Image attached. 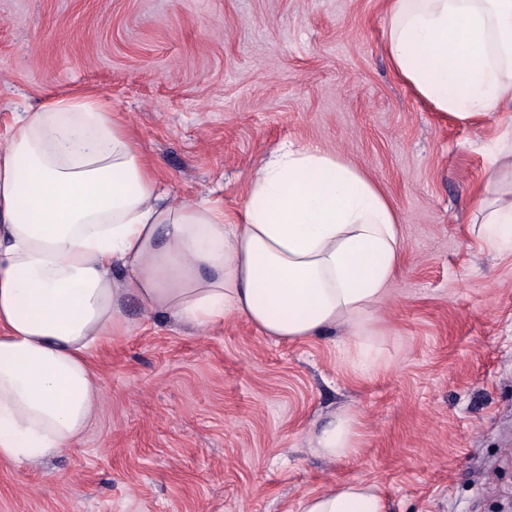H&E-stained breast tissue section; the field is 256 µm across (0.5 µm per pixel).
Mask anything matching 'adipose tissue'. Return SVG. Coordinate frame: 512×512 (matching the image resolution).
Masks as SVG:
<instances>
[{"mask_svg": "<svg viewBox=\"0 0 512 512\" xmlns=\"http://www.w3.org/2000/svg\"><path fill=\"white\" fill-rule=\"evenodd\" d=\"M393 70L461 122L512 112V0H389ZM474 231L512 251V138L492 151ZM401 254L396 213L361 169L283 144L254 174L238 217L207 198L175 203L110 102L63 96L20 112L0 149V461L34 464L89 428L100 388L89 362L125 335L138 299L177 324L246 319L282 341L345 326L353 369L382 352L364 320L386 299ZM343 412L313 450L356 453ZM300 512H387L377 486L340 483Z\"/></svg>", "mask_w": 512, "mask_h": 512, "instance_id": "ef3b65f1", "label": "adipose tissue"}]
</instances>
